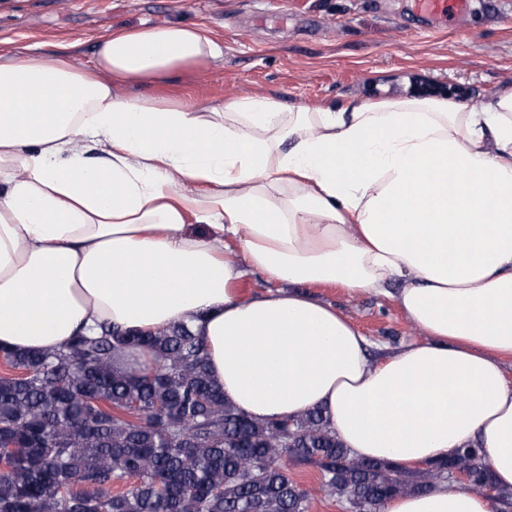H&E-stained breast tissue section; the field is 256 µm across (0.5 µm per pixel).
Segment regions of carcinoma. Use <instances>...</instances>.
Returning <instances> with one entry per match:
<instances>
[{
	"mask_svg": "<svg viewBox=\"0 0 512 512\" xmlns=\"http://www.w3.org/2000/svg\"><path fill=\"white\" fill-rule=\"evenodd\" d=\"M136 346L148 369L118 367ZM0 512H309V493L278 464L316 465L321 489L350 512L434 488L466 467L470 487L492 483L481 449L429 469L357 460L323 410L258 419L224 399L192 329L103 326L56 353L0 349ZM132 480L123 490L120 479Z\"/></svg>",
	"mask_w": 512,
	"mask_h": 512,
	"instance_id": "carcinoma-1",
	"label": "carcinoma"
}]
</instances>
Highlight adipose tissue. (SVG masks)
<instances>
[{
  "instance_id": "adipose-tissue-1",
  "label": "adipose tissue",
  "mask_w": 512,
  "mask_h": 512,
  "mask_svg": "<svg viewBox=\"0 0 512 512\" xmlns=\"http://www.w3.org/2000/svg\"><path fill=\"white\" fill-rule=\"evenodd\" d=\"M222 53L173 22L106 34L82 71L58 54L0 64V347L186 324L246 414L324 409L359 460L476 446L512 491V89L482 111L396 93L287 111L118 92ZM247 267L270 287L245 300ZM311 284L394 295L424 337L370 357ZM498 508L439 484L380 512Z\"/></svg>"
}]
</instances>
